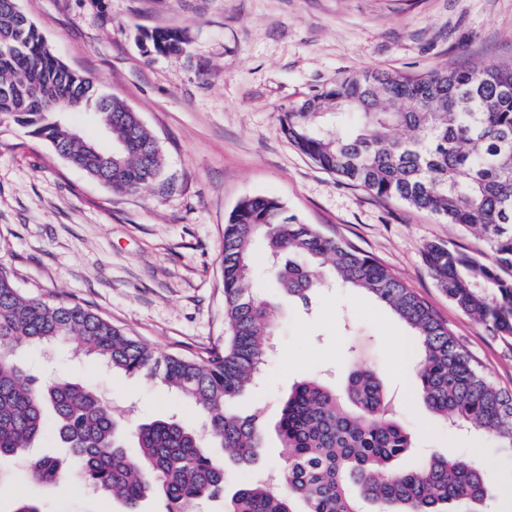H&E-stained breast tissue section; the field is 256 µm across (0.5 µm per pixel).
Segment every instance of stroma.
Masks as SVG:
<instances>
[{"instance_id": "obj_1", "label": "stroma", "mask_w": 512, "mask_h": 512, "mask_svg": "<svg viewBox=\"0 0 512 512\" xmlns=\"http://www.w3.org/2000/svg\"><path fill=\"white\" fill-rule=\"evenodd\" d=\"M71 70L137 112L165 159L160 183L117 194L11 121L0 123V265L19 288L82 303L164 353L198 356L224 344V224L246 197L281 200L326 236L385 265L465 343L497 388L512 393V338L492 335L436 284L423 254L441 241L489 263L483 235L396 199L342 183L300 154L283 113L307 94L364 70L421 76L436 68L512 63V0H18ZM183 30L190 57L145 53L140 36ZM252 290L278 307L261 382L236 402L261 410L266 448L279 464L275 425L292 386L307 377L343 389L351 358L378 371L413 446L397 468L455 452L479 463L494 512L512 488V449L485 431L456 432L423 403L418 338L392 311L354 288L318 292L310 305L282 298L252 245ZM15 361L46 382L94 388L127 430L168 415L200 427L194 403L159 381L112 370L72 343L19 347ZM65 457L46 434L13 461L0 512L23 499L43 512H125L120 500L76 482L35 484L30 461Z\"/></svg>"}]
</instances>
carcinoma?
<instances>
[{"mask_svg":"<svg viewBox=\"0 0 512 512\" xmlns=\"http://www.w3.org/2000/svg\"><path fill=\"white\" fill-rule=\"evenodd\" d=\"M143 38L151 53L189 57L183 32L153 29ZM83 111L104 126L112 150L92 152L91 143L52 119ZM0 117L30 129L114 192L134 193L162 176L161 149L138 113L64 65L16 0H0ZM400 129L408 136H398ZM282 130L340 180L481 232L495 255L492 265L441 242L425 245V259L458 308L493 334L512 337V279L500 274L512 268V65L440 68L417 77L351 74L284 112ZM257 236L267 241L268 269L286 295L307 305L334 283L388 306L419 338L416 376L427 406L454 427L482 429L512 448V393L483 376L463 341L385 266L259 195L241 200L224 224L230 335L197 358L159 353L80 303L26 295L0 265V481L3 466L43 435L50 409L73 464L44 456L30 464L31 478L82 483L121 500L126 512H140L148 498L161 502V512H181L183 503L201 498L222 500V512H361L362 501L375 512H448L453 503L483 512L486 479L470 460L452 454L415 470L393 467L412 448L410 434L393 414L378 372L356 359L345 396L316 378L288 394L277 425L278 483L254 479L224 497V465L206 451L207 439L245 467L265 447L261 411L233 410L261 375L275 326L274 307L249 288ZM71 338L112 368L191 399L208 436L174 417L154 419L137 427L140 455L131 458L93 389L39 384L12 361L21 345Z\"/></svg>","mask_w":512,"mask_h":512,"instance_id":"1","label":"carcinoma"}]
</instances>
